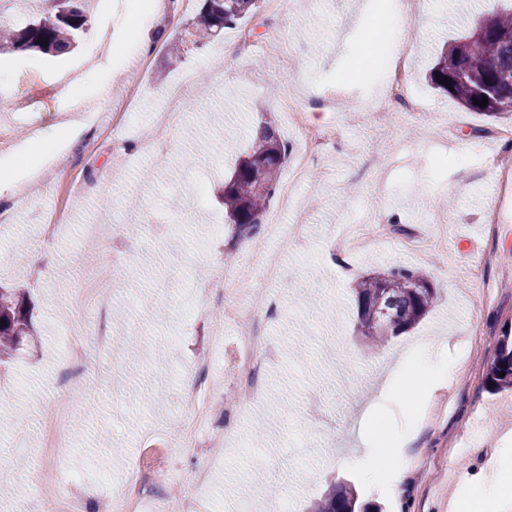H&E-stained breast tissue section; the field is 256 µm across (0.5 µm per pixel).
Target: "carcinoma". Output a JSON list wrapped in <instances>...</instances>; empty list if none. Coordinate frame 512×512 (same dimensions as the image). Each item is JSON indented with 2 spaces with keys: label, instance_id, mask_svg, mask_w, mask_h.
Returning <instances> with one entry per match:
<instances>
[{
  "label": "carcinoma",
  "instance_id": "carcinoma-1",
  "mask_svg": "<svg viewBox=\"0 0 512 512\" xmlns=\"http://www.w3.org/2000/svg\"><path fill=\"white\" fill-rule=\"evenodd\" d=\"M256 0H203L193 19L191 35L202 44L208 35L233 28L252 14ZM88 26L85 0H38L30 18L0 28V58L18 51L38 50L45 55L62 56L79 43ZM47 39V45L38 43ZM460 54L451 42L437 55L430 69L431 84L446 93L465 110L491 122L512 121V107L496 99L483 107L481 93L497 77L512 78V8L486 19L474 18ZM452 79L451 86L442 84ZM288 161V145L271 122L258 127L249 149L224 182L222 199L229 227L234 235L260 230L263 218L278 190L280 173ZM357 306L355 331L371 350L384 346L389 338L416 326L438 298L430 276L421 269L393 267L361 277L353 288ZM35 332L32 310L19 288L0 285V358H16L24 352L23 342ZM491 392L512 391V326L501 332L495 354L487 370ZM372 506L359 502L356 490L348 484L332 487L312 507L311 512H371Z\"/></svg>",
  "mask_w": 512,
  "mask_h": 512
}]
</instances>
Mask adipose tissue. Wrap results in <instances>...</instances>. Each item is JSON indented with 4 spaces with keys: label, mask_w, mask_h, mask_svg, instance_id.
Wrapping results in <instances>:
<instances>
[{
    "label": "adipose tissue",
    "mask_w": 512,
    "mask_h": 512,
    "mask_svg": "<svg viewBox=\"0 0 512 512\" xmlns=\"http://www.w3.org/2000/svg\"><path fill=\"white\" fill-rule=\"evenodd\" d=\"M163 0H131L128 16L122 24V49L108 61L107 65L92 68L84 76L80 87H69L62 91L58 105L67 107L85 94L100 95L111 89L113 82L122 73L126 54L149 53L163 36V29L156 18L163 10ZM456 364L444 356L440 349L421 344L414 348L400 368V377L392 386L393 391L407 389L412 376L424 378L426 383L450 378ZM493 473L491 481L473 480L464 485L457 496L459 512H512V492L501 486L499 476L504 460L491 457L487 463Z\"/></svg>",
    "instance_id": "adipose-tissue-1"
}]
</instances>
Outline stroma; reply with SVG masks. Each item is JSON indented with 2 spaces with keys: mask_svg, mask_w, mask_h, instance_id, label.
<instances>
[{
  "mask_svg": "<svg viewBox=\"0 0 512 512\" xmlns=\"http://www.w3.org/2000/svg\"><path fill=\"white\" fill-rule=\"evenodd\" d=\"M127 0H87L96 17L79 48L58 58L24 51L0 59V159L28 162L24 148L36 130L58 120L52 108L63 85L100 58L103 43L117 39ZM366 0H286L276 32H287L278 51L268 34L261 54L214 69L228 36L197 47L184 40L201 0L168 29L165 48L153 56L148 74L127 60L112 85L120 94L139 85L141 98L127 125L111 133L109 99L86 96L74 118L95 112L98 124L82 134L94 138L88 153L63 141L52 162L30 184L12 223H0V281L26 288L39 334L30 352L0 366V414L9 422L0 439L15 448L0 456V512L25 503L30 512H54L58 489L32 479L33 471L56 465L86 502L107 498L119 505L127 471L143 458L145 435L171 430L184 381L222 378L211 400L212 425L194 447H172L154 475L156 487L177 479L185 486L184 512H236L241 500L260 494L270 512H304L338 481L355 485L361 498L397 512H448V499L479 469V452L512 454V392L486 386L488 365L504 325L512 324V201L505 203L495 230L469 239L470 225L483 221L496 195L497 164L512 158V142L494 150L474 146V127L484 117L463 113L466 123L446 134L440 116L461 113L452 97L434 90L428 71L438 45L452 40L475 15L512 7V0H421V12L405 31L413 89L425 103L421 123L400 115L380 120L347 118L353 106L379 95L385 74L361 69L365 35L360 20ZM306 95L309 111L322 124L347 125L343 142L325 151L301 192L307 237L280 257V278L267 281L251 265L243 245H230L228 232H212L225 221L218 187L245 154L258 124L283 126V86ZM344 86L333 108L321 103L325 90ZM182 88L181 122L168 127L155 117L166 93ZM169 144L166 153L135 158L144 129ZM373 158L364 167L365 158ZM85 182L87 192L62 191L60 173ZM443 205L440 234L447 251L426 249L415 256L396 249L339 255L333 241L343 225L386 218L407 233L426 229L428 212ZM55 249L53 265L33 268L31 252L44 242ZM238 277L232 290L216 289L193 308L194 286L225 252ZM116 268L99 281L112 299L108 343L84 333L82 306L70 294L82 287L98 262ZM409 266L425 270L438 290L432 312L415 328L366 350L355 332L356 281L374 269ZM244 309L237 333L215 348L211 327L228 304ZM258 332L275 347V360L262 365L254 392L238 386V332ZM81 338L89 367L83 399L61 434L55 457L21 458L20 450L41 448L42 412L51 404L64 371L69 337ZM430 342L458 356L460 369L448 383L416 386L390 395L385 384L401 357ZM433 423L422 426L405 452L404 499L395 502L389 484L368 479L339 458L364 452L351 426L365 408L373 414L367 431L383 448L381 468L399 451L395 433L428 407ZM237 426L225 431L227 420ZM473 432L479 452L450 449L459 430Z\"/></svg>",
  "mask_w": 512,
  "mask_h": 512,
  "instance_id": "1",
  "label": "stroma"
}]
</instances>
